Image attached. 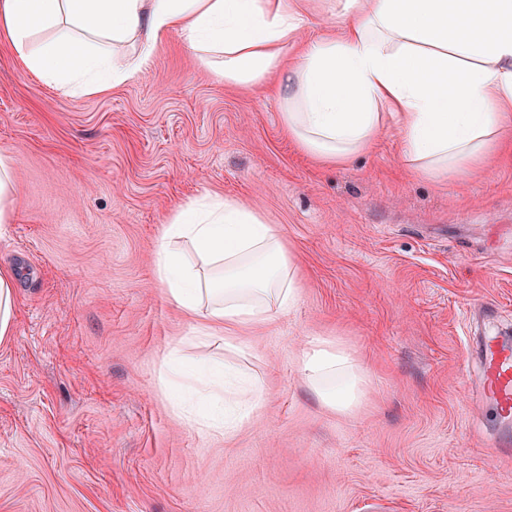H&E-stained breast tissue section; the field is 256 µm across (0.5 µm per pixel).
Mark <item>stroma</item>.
<instances>
[{"label":"stroma","mask_w":512,"mask_h":512,"mask_svg":"<svg viewBox=\"0 0 512 512\" xmlns=\"http://www.w3.org/2000/svg\"><path fill=\"white\" fill-rule=\"evenodd\" d=\"M17 277L0 342V512H512V456L493 443L469 340L512 334V155L436 184L388 127L321 166L282 131L274 88H237L169 35L150 71L72 95L0 40V151ZM260 211L288 242L296 308L181 364L260 380L230 438L182 422L159 361L192 323L154 277L162 224L202 193ZM338 341L371 374L328 411L295 354ZM14 178L11 160L7 153L0 152V224H12L14 211Z\"/></svg>","instance_id":"obj_1"}]
</instances>
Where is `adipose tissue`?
Wrapping results in <instances>:
<instances>
[{"mask_svg": "<svg viewBox=\"0 0 512 512\" xmlns=\"http://www.w3.org/2000/svg\"><path fill=\"white\" fill-rule=\"evenodd\" d=\"M319 28L312 39L303 31ZM226 84L281 78L284 134L324 165L369 152L390 122L410 171L464 177L512 142V0H0V36L26 68L71 90L98 92L148 70L171 33ZM166 300L194 321L195 341L244 332L293 310L299 285L287 246L260 212L204 193L164 224L154 268ZM321 403L355 412L369 374L322 338L297 354ZM233 412L184 410L232 437L260 405L254 383L232 390Z\"/></svg>", "mask_w": 512, "mask_h": 512, "instance_id": "obj_1", "label": "adipose tissue"}]
</instances>
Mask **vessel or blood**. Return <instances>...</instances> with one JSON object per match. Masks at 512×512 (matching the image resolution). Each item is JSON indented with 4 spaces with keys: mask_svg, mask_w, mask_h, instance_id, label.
I'll return each mask as SVG.
<instances>
[{
    "mask_svg": "<svg viewBox=\"0 0 512 512\" xmlns=\"http://www.w3.org/2000/svg\"><path fill=\"white\" fill-rule=\"evenodd\" d=\"M474 352L480 364L482 400L500 426H512V336H482Z\"/></svg>",
    "mask_w": 512,
    "mask_h": 512,
    "instance_id": "b4317fda",
    "label": "vessel or blood"
}]
</instances>
